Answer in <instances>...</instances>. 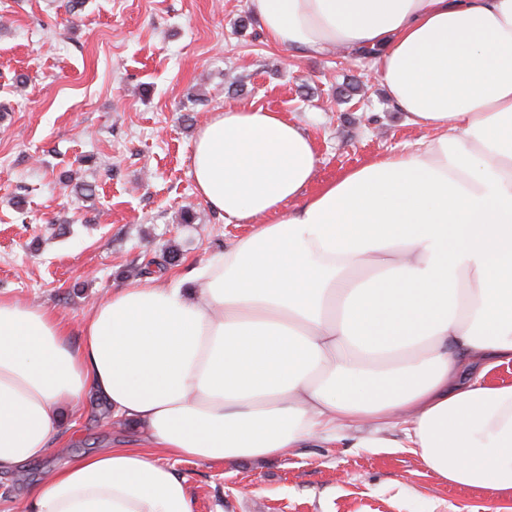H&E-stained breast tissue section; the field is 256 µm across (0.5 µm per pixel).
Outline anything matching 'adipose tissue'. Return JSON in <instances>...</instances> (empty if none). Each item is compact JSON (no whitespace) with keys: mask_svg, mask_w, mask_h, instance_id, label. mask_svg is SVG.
<instances>
[{"mask_svg":"<svg viewBox=\"0 0 512 512\" xmlns=\"http://www.w3.org/2000/svg\"><path fill=\"white\" fill-rule=\"evenodd\" d=\"M271 43L374 52L427 135L304 190L317 158L281 113L228 108L190 155L199 195L251 230L189 276L113 290L81 324L0 297V473L65 446L90 396L150 448L212 465L357 435L440 481L512 493V0H248ZM150 449L52 471L29 512H192Z\"/></svg>","mask_w":512,"mask_h":512,"instance_id":"1","label":"adipose tissue"}]
</instances>
